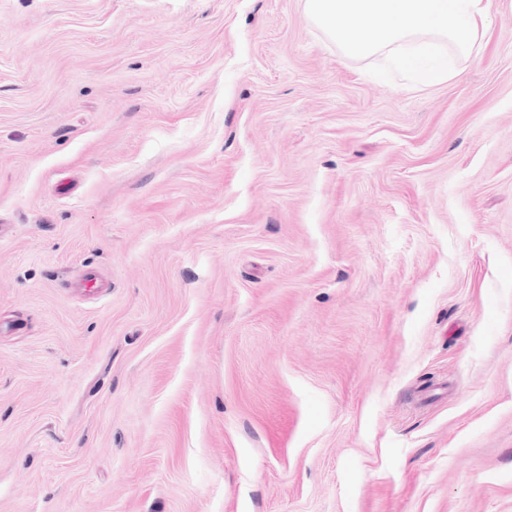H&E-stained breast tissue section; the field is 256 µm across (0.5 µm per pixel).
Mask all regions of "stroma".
Instances as JSON below:
<instances>
[{"mask_svg":"<svg viewBox=\"0 0 512 512\" xmlns=\"http://www.w3.org/2000/svg\"><path fill=\"white\" fill-rule=\"evenodd\" d=\"M370 63L302 0H0V512H512V0Z\"/></svg>","mask_w":512,"mask_h":512,"instance_id":"35a3bbf8","label":"stroma"}]
</instances>
